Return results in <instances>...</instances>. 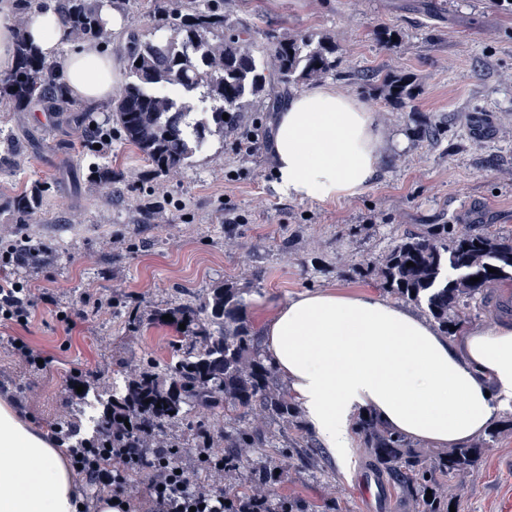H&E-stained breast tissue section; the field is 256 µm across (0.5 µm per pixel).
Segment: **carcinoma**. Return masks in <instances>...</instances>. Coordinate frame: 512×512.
I'll use <instances>...</instances> for the list:
<instances>
[{
    "instance_id": "carcinoma-1",
    "label": "carcinoma",
    "mask_w": 512,
    "mask_h": 512,
    "mask_svg": "<svg viewBox=\"0 0 512 512\" xmlns=\"http://www.w3.org/2000/svg\"><path fill=\"white\" fill-rule=\"evenodd\" d=\"M151 7L176 17L174 33L149 41L130 33L125 51L129 81L112 101V120L126 142L161 172L174 175L200 150L210 125L220 133L239 126L253 100L266 92L265 64L254 54L250 31L226 19L217 0H152ZM61 17L74 42H112L101 0H65ZM332 52L329 41L315 45L305 38L283 39L270 50L273 78L285 86L319 80L336 67L328 57ZM168 86L199 94L213 103L212 110L188 120L193 107L164 92ZM380 90L398 99L406 87L384 76ZM4 103L18 109L39 105L50 112H70L73 107L57 82L56 67L23 39L15 70L0 78ZM89 177L104 189L112 185V169L106 165L93 166ZM41 202L42 190L35 186L17 194L13 208L21 217H31ZM490 267L496 272H488ZM378 275L387 293L425 303L437 329L448 334L470 318L473 302L512 282V239L439 224L427 235L415 234L394 245ZM472 277L480 281L474 283ZM165 313L172 317V326L183 323L194 330L195 344L176 347L177 361L163 374L145 370L126 376L122 393L101 401L95 435L106 434L121 417L130 424L126 447L140 448L181 424L190 406L221 409L234 421L259 413L273 422L298 424L299 411L243 321L234 289L220 286L197 307L180 304ZM158 403L162 407H156ZM357 431L376 463L413 494L418 512H448L450 500L463 490L453 479L466 475L488 444L483 440L427 456L372 414L359 419ZM248 448H272L282 457H293L292 449L280 446L279 434L269 427L231 428L224 432V475L234 486L224 495L245 498L259 492L267 500V512H315L300 499L275 497L274 487L284 476L275 466L257 463L248 468L249 481L240 483Z\"/></svg>"
}]
</instances>
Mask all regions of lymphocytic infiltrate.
<instances>
[{"instance_id": "f902f5d3", "label": "lymphocytic infiltrate", "mask_w": 512, "mask_h": 512, "mask_svg": "<svg viewBox=\"0 0 512 512\" xmlns=\"http://www.w3.org/2000/svg\"><path fill=\"white\" fill-rule=\"evenodd\" d=\"M46 289L16 279L0 281V325L27 326L38 304L52 303ZM71 464L77 465L87 494L78 502L83 512H96L95 503L102 497L118 500L126 512H259L264 505L262 495L243 499L225 497L189 481L177 470L175 448H123L107 446L105 440L68 446ZM143 475L147 482L146 494L134 493L129 488L133 475Z\"/></svg>"}]
</instances>
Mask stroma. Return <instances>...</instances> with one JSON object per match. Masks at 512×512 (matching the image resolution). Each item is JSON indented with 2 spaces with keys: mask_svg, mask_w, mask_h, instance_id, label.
<instances>
[{
  "mask_svg": "<svg viewBox=\"0 0 512 512\" xmlns=\"http://www.w3.org/2000/svg\"><path fill=\"white\" fill-rule=\"evenodd\" d=\"M221 8L251 30L261 58L288 36L331 39L336 68L321 83L374 112L391 143L381 173L341 201H298L278 190L271 121L288 94L280 84L240 125L258 136L260 150L236 152L238 133L211 135L173 176L121 133L100 155L85 147L68 113L0 110V229L20 230L40 248L25 264L0 266V278L31 280L54 298L27 327L0 325V398L37 430L71 416L91 435L98 412L72 390L75 375L102 391L147 365H168L190 339L157 312L200 304L212 288H237L258 333L306 291L381 293L377 268L407 235L461 224L512 238V9L498 0H222ZM380 75L404 78L408 95L384 97ZM476 115L491 119L488 135L471 132ZM100 158L112 170L108 189L89 181ZM35 185L42 205L20 221L11 200ZM228 205L244 223L225 225ZM98 297L112 307L90 314L84 327L68 332L56 322L57 308ZM14 338L48 357L46 367L31 370L13 352ZM495 422L498 435L466 474L456 512H512V406ZM228 425L223 412L194 408L175 429L177 462L191 482L223 488L222 477L200 476L195 433L220 448ZM285 435L304 455L279 494L321 512H417L398 480L375 466L362 436L341 462L307 425Z\"/></svg>",
  "mask_w": 512,
  "mask_h": 512,
  "instance_id": "obj_1",
  "label": "stroma"
}]
</instances>
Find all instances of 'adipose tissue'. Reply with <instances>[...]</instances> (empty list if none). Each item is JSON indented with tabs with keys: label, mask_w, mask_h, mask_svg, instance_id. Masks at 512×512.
<instances>
[{
	"label": "adipose tissue",
	"mask_w": 512,
	"mask_h": 512,
	"mask_svg": "<svg viewBox=\"0 0 512 512\" xmlns=\"http://www.w3.org/2000/svg\"><path fill=\"white\" fill-rule=\"evenodd\" d=\"M16 8L17 0H0L1 73L15 67L22 36L57 61L70 96L92 105L112 98V53L94 41L73 43L53 6L29 10L23 28H15L7 18ZM272 141L277 185L300 201L363 193L389 147L364 103L327 87L284 98ZM262 336L308 428L340 458L360 413L408 438L458 448L512 403V319L452 341L410 307L373 293L316 290L278 308ZM73 486L65 449L0 400V512H75Z\"/></svg>",
	"instance_id": "adipose-tissue-1"
}]
</instances>
